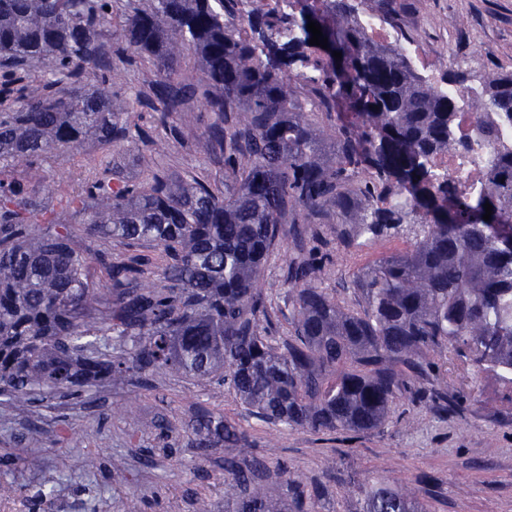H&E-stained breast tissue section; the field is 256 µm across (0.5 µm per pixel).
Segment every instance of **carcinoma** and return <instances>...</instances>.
<instances>
[{"instance_id": "cac0c4a2", "label": "carcinoma", "mask_w": 512, "mask_h": 512, "mask_svg": "<svg viewBox=\"0 0 512 512\" xmlns=\"http://www.w3.org/2000/svg\"><path fill=\"white\" fill-rule=\"evenodd\" d=\"M152 0L126 13L117 36L157 73L161 117L184 108V56H197L201 105L215 121L199 139L224 159V188L152 165L144 182L112 163L63 191L41 195L43 163L59 151L127 140V105L112 91L101 37L112 0H0V396L79 395L164 370L229 385L268 423L329 433L383 428L411 391L439 414L448 393L411 389L426 352H448L512 390V72L467 99L469 75L420 76L397 48L376 44L358 22L365 0ZM328 48L309 44L308 21ZM342 53L337 60L333 52ZM314 108L335 114L327 132L297 104L305 70ZM474 114L471 129L461 115ZM334 141L323 158L325 136ZM490 151L472 193L436 170L443 153ZM492 205L483 219L484 204ZM336 216L327 252L350 250L403 224L412 247L362 268L348 309L315 286L304 255L315 225ZM134 247L114 262L75 248L73 225ZM291 225L299 255L284 272L291 336L271 343L272 313L260 286L267 258ZM104 271L96 288L90 265ZM164 282L158 288L151 282ZM187 445L202 458L226 444L249 447L224 417L200 412ZM264 461L224 459V512H315L310 492L287 480L283 497L258 480ZM362 512H428L383 481L362 485Z\"/></svg>"}]
</instances>
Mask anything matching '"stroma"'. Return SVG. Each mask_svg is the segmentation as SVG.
Instances as JSON below:
<instances>
[{
  "label": "stroma",
  "mask_w": 512,
  "mask_h": 512,
  "mask_svg": "<svg viewBox=\"0 0 512 512\" xmlns=\"http://www.w3.org/2000/svg\"><path fill=\"white\" fill-rule=\"evenodd\" d=\"M370 9L390 12L419 48L427 64L446 71L456 60L472 79L512 70V0H368ZM117 64L112 89L128 104L131 135L147 134L154 161L183 179L224 181L223 161L205 154L199 137L213 114L194 108L160 119L142 104L155 79L152 65L111 45ZM184 131L175 139L172 128ZM124 162L136 181L143 167L126 145H94L68 151L43 166L42 184L54 189L111 160ZM412 234L400 232L362 240L348 252L325 253L320 240L310 249L322 263L319 288L343 306L359 309L352 282L361 268L405 251ZM292 255L285 240L269 257L261 286L273 310L277 339L290 336L288 288L283 271ZM431 380L452 397L458 411L440 415L405 395L392 407L382 431L317 434L268 424L248 415L233 390L215 380H196L159 371L143 382L104 385L81 396L56 397L32 412L29 406L0 402V484L17 493L44 492L64 500L66 512H124L127 496L140 499L142 512H194L203 498L224 506V460L230 448L201 461L188 447L186 430L202 408L224 416L244 431L250 455L265 461L272 488L285 494L283 477L320 489L318 512H360L357 488L382 480L408 489L429 512H512V402L488 373H475L452 355L427 353ZM165 419L167 431L154 429ZM96 459L88 469V459Z\"/></svg>",
  "instance_id": "stroma-1"
}]
</instances>
